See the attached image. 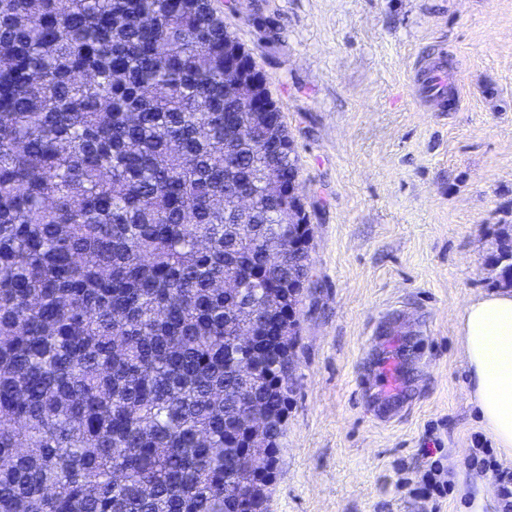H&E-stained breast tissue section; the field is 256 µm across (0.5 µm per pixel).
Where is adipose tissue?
Listing matches in <instances>:
<instances>
[{
  "instance_id": "obj_1",
  "label": "adipose tissue",
  "mask_w": 512,
  "mask_h": 512,
  "mask_svg": "<svg viewBox=\"0 0 512 512\" xmlns=\"http://www.w3.org/2000/svg\"><path fill=\"white\" fill-rule=\"evenodd\" d=\"M460 336L480 421L497 448L512 454V290L469 302Z\"/></svg>"
}]
</instances>
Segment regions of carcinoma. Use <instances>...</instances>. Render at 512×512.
<instances>
[{
	"instance_id": "obj_1",
	"label": "carcinoma",
	"mask_w": 512,
	"mask_h": 512,
	"mask_svg": "<svg viewBox=\"0 0 512 512\" xmlns=\"http://www.w3.org/2000/svg\"><path fill=\"white\" fill-rule=\"evenodd\" d=\"M246 97L211 0H0V512H265L242 369L274 466L298 319L234 334L300 287L311 228L262 193L299 168ZM267 235L304 244L278 264ZM496 265L512 288L508 233ZM282 292H273L268 294L263 300L253 302L250 307L244 312L245 328L238 333V342L241 344H249L253 341L254 336L257 335L253 329L257 325L263 322V318L267 315V312L277 306V303L282 302ZM266 401L262 398L252 397L247 402V409L251 418L247 422V438L250 448H266L269 441Z\"/></svg>"
}]
</instances>
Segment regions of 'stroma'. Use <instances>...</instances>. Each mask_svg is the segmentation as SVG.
I'll use <instances>...</instances> for the list:
<instances>
[{
	"label": "stroma",
	"instance_id": "1",
	"mask_svg": "<svg viewBox=\"0 0 512 512\" xmlns=\"http://www.w3.org/2000/svg\"><path fill=\"white\" fill-rule=\"evenodd\" d=\"M213 5L268 79L313 231L269 512H432L404 483L435 446L453 486L441 512H501L465 463L484 429L459 316L491 293L512 225V0ZM437 48L460 81L455 112L409 95L417 54ZM396 310L404 409L382 422L371 342Z\"/></svg>",
	"mask_w": 512,
	"mask_h": 512
}]
</instances>
